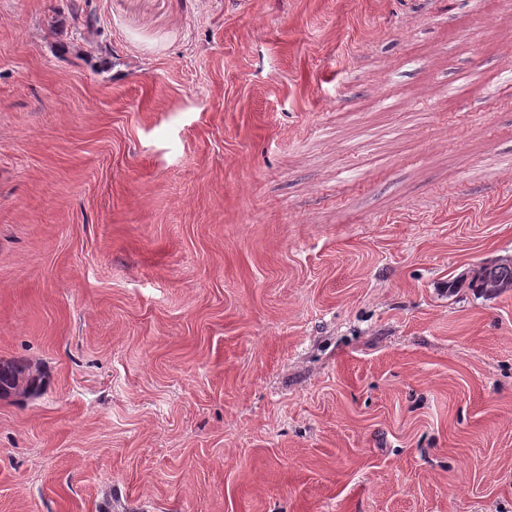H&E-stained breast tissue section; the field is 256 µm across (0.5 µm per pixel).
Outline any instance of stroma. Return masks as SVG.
I'll use <instances>...</instances> for the list:
<instances>
[{"mask_svg":"<svg viewBox=\"0 0 512 512\" xmlns=\"http://www.w3.org/2000/svg\"><path fill=\"white\" fill-rule=\"evenodd\" d=\"M460 64L512 0H0V512H512V291L445 288L512 258V88ZM42 387L43 376L39 366L0 359V398L11 394L21 398L35 397Z\"/></svg>","mask_w":512,"mask_h":512,"instance_id":"35a3bbf8","label":"stroma"}]
</instances>
